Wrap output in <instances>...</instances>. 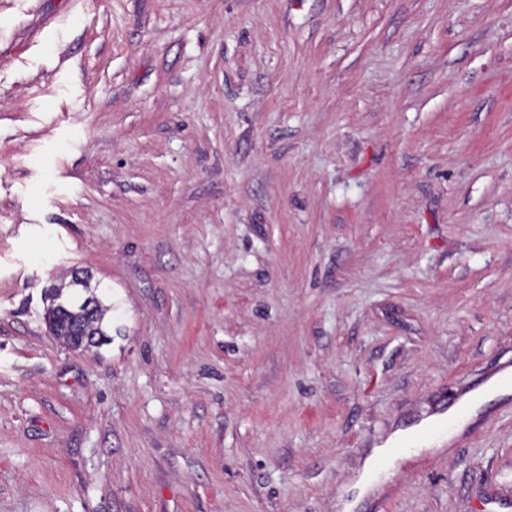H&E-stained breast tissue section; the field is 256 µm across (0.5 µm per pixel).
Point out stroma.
<instances>
[{"label":"stroma","mask_w":512,"mask_h":512,"mask_svg":"<svg viewBox=\"0 0 512 512\" xmlns=\"http://www.w3.org/2000/svg\"><path fill=\"white\" fill-rule=\"evenodd\" d=\"M496 371L512 0H0V512H512V394L356 488ZM85 274L88 281L91 275L88 270H75L68 286L60 285L53 287V303L47 308L45 321L49 332L60 343L72 349L99 348L109 340L108 327L105 323L107 313L112 312V302L103 299L96 294V288L92 291L87 288L86 280L77 274ZM77 276L78 284L89 292L86 301L78 306H71L64 303H54L62 295L63 288L74 286L73 280ZM104 337V340L102 339Z\"/></svg>","instance_id":"1"}]
</instances>
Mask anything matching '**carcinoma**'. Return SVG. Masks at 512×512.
<instances>
[{
    "instance_id": "1",
    "label": "carcinoma",
    "mask_w": 512,
    "mask_h": 512,
    "mask_svg": "<svg viewBox=\"0 0 512 512\" xmlns=\"http://www.w3.org/2000/svg\"><path fill=\"white\" fill-rule=\"evenodd\" d=\"M111 311L112 302L91 290L86 301L78 306L51 304L45 313V321L51 335L66 347L98 348L109 340L105 318Z\"/></svg>"
}]
</instances>
